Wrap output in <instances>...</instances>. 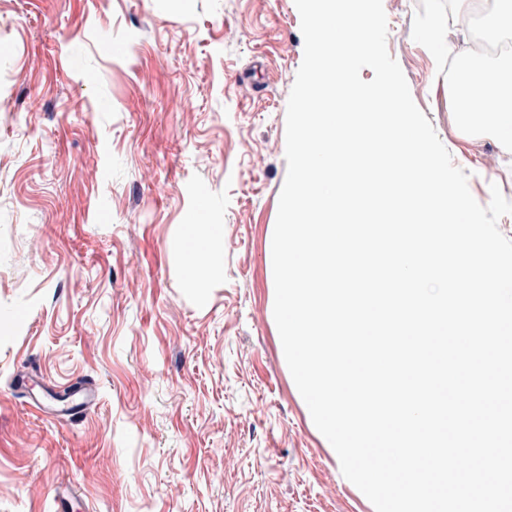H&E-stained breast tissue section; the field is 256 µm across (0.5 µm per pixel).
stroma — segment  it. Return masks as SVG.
<instances>
[{
	"label": "stroma",
	"instance_id": "35a3bbf8",
	"mask_svg": "<svg viewBox=\"0 0 512 512\" xmlns=\"http://www.w3.org/2000/svg\"><path fill=\"white\" fill-rule=\"evenodd\" d=\"M387 49L471 194L512 154L465 139L448 0H383ZM304 55L294 0H0V512H375L309 419L269 257ZM218 229L197 304L173 244ZM90 382L76 422L55 395Z\"/></svg>",
	"mask_w": 512,
	"mask_h": 512
}]
</instances>
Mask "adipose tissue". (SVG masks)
Wrapping results in <instances>:
<instances>
[{
    "mask_svg": "<svg viewBox=\"0 0 512 512\" xmlns=\"http://www.w3.org/2000/svg\"><path fill=\"white\" fill-rule=\"evenodd\" d=\"M456 14H480L489 38L512 30V0H452ZM454 120L466 136L490 135L512 152V58L477 59L458 55L448 80ZM175 249L189 262V288L203 294L217 265L209 225L183 227Z\"/></svg>",
    "mask_w": 512,
    "mask_h": 512,
    "instance_id": "1",
    "label": "adipose tissue"
}]
</instances>
